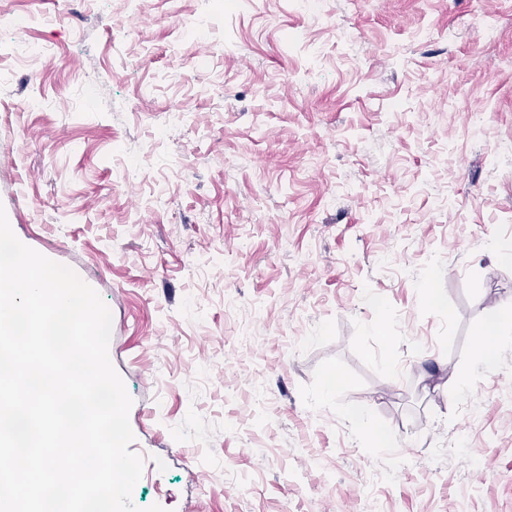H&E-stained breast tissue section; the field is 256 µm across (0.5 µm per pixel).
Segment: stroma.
<instances>
[{
  "label": "stroma",
  "instance_id": "35a3bbf8",
  "mask_svg": "<svg viewBox=\"0 0 512 512\" xmlns=\"http://www.w3.org/2000/svg\"><path fill=\"white\" fill-rule=\"evenodd\" d=\"M1 14L54 59L0 26V205L111 311L135 506L512 512V0Z\"/></svg>",
  "mask_w": 512,
  "mask_h": 512
}]
</instances>
